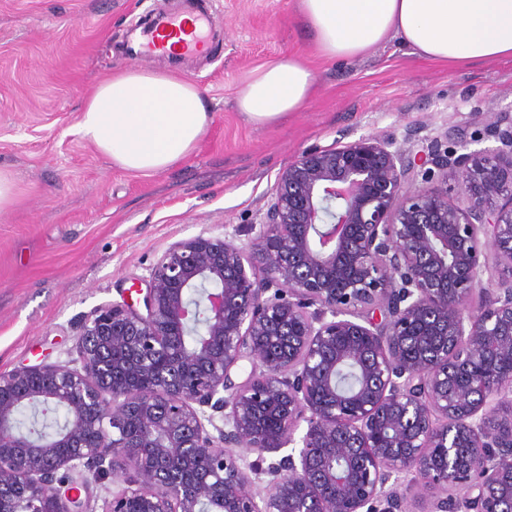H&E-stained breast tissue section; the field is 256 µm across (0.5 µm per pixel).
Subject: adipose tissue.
<instances>
[{
  "label": "adipose tissue",
  "mask_w": 512,
  "mask_h": 512,
  "mask_svg": "<svg viewBox=\"0 0 512 512\" xmlns=\"http://www.w3.org/2000/svg\"><path fill=\"white\" fill-rule=\"evenodd\" d=\"M319 54L346 61L389 40L459 69L512 57V0H296ZM313 71L288 55L247 75L237 96L246 119L269 124L300 111ZM211 121L196 84L176 74L128 67L86 100L77 132L114 167L150 176L186 159Z\"/></svg>",
  "instance_id": "ef3b65f1"
}]
</instances>
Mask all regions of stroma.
Returning <instances> with one entry per match:
<instances>
[{"instance_id":"1","label":"stroma","mask_w":512,"mask_h":512,"mask_svg":"<svg viewBox=\"0 0 512 512\" xmlns=\"http://www.w3.org/2000/svg\"><path fill=\"white\" fill-rule=\"evenodd\" d=\"M208 56L182 69L212 108L191 156L150 175L108 163L76 132L83 102L132 66L126 32L178 0H0V168L15 202L0 210V371L67 359L81 324L129 298L172 243L202 231L252 237L295 155L362 135L403 141L457 127L468 149L496 146L512 117V58L448 69L398 41L350 61L318 57L295 0H201ZM304 58L315 88L304 107L249 122L236 95L279 57Z\"/></svg>"}]
</instances>
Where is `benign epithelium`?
Segmentation results:
<instances>
[{"label": "benign epithelium", "mask_w": 512, "mask_h": 512, "mask_svg": "<svg viewBox=\"0 0 512 512\" xmlns=\"http://www.w3.org/2000/svg\"><path fill=\"white\" fill-rule=\"evenodd\" d=\"M496 130L465 153L451 127L304 150L248 244H171L145 312L102 305L76 357L0 372V512H85L83 469L123 483L106 512H409L436 487L461 494L430 512H506L512 424L488 421L512 410V119ZM46 406L65 420L36 438L20 416Z\"/></svg>", "instance_id": "7a95c632"}]
</instances>
